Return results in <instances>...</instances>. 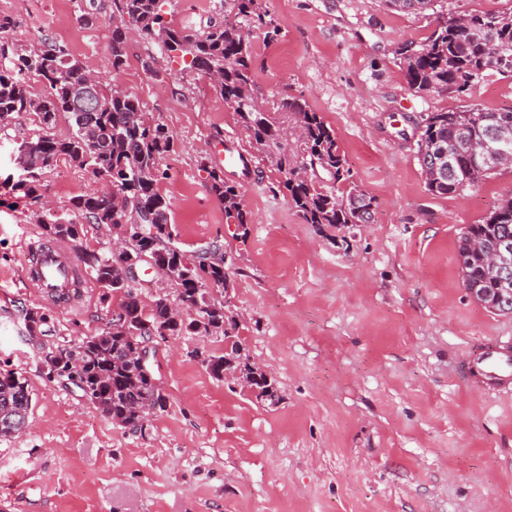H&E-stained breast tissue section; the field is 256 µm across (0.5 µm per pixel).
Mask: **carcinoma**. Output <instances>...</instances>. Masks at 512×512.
<instances>
[{
  "label": "carcinoma",
  "instance_id": "carcinoma-1",
  "mask_svg": "<svg viewBox=\"0 0 512 512\" xmlns=\"http://www.w3.org/2000/svg\"><path fill=\"white\" fill-rule=\"evenodd\" d=\"M167 2L113 0L118 20L110 44L113 69L125 61L127 29L132 26L177 55L185 67L219 73L216 90L236 112L250 139L283 175L278 187L288 192L304 223L334 228L371 223L374 198L353 181L335 130L301 100L283 99L271 108L258 90L249 31L256 30L267 40L279 36L263 0H224V22L209 26L202 34L172 27L165 20ZM382 2L397 11L422 14L438 0ZM10 28V20H0V56L9 58V65L0 66V122L20 113L37 117L36 128L18 147L25 179L17 190L31 202L42 203L40 175L63 157L91 170L103 183L102 189L73 198L72 208L90 224L129 234L130 246L124 252L114 253L107 243L99 252L78 256L86 274L104 289L103 300L113 292L121 293L118 307L123 328H104L65 348L42 346V352L52 355L57 377L71 379L69 358L74 351H82L81 385L77 386L82 398L115 424L137 432L166 410L169 399L155 390L133 360L140 345L167 334L222 336L224 351L194 354L207 373L222 381L226 370L238 371L251 378L256 400H280L276 380L257 366L239 336L236 313L210 291L212 286L227 288L224 257H209L211 252L223 251V246L213 241L189 255L179 245L170 202L158 190L164 175L160 161L173 151L172 136L162 124L146 122L135 96L119 90L105 94L100 85L88 84V72L65 46L47 39L37 51L18 49L5 37ZM398 56L410 88L425 95H465L490 71L512 77V8L494 14L448 11L424 42L403 45ZM32 74L46 87V94L37 98L26 87V77ZM65 114L74 130L59 139L52 130ZM484 139L512 152V110L497 112L470 103L456 110L427 113L416 140L421 167H429L427 157L442 143L453 141L459 149L448 178H426L427 190L457 194L495 173L497 167L467 156L469 142ZM208 174L212 190L224 204L226 223L244 227L248 217L238 187L224 181L221 170L213 167ZM38 223L49 240L75 244L83 232V225L65 223L46 210ZM505 240L512 246V198L500 203L481 223L469 225L458 245L464 286L483 288L485 308L496 312H512V302L497 300L500 282L486 254ZM144 256L175 276V302L184 307L186 317L173 318L168 296L157 295L147 303L135 288L122 284L125 264ZM23 319L32 339L39 340L51 331L49 309H27ZM31 405L32 392L22 374L0 369L1 439L26 427Z\"/></svg>",
  "mask_w": 512,
  "mask_h": 512
}]
</instances>
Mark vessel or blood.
Instances as JSON below:
<instances>
[{
  "label": "vessel or blood",
  "instance_id": "1",
  "mask_svg": "<svg viewBox=\"0 0 512 512\" xmlns=\"http://www.w3.org/2000/svg\"><path fill=\"white\" fill-rule=\"evenodd\" d=\"M217 160L229 172L248 169L251 164L249 155L231 143L218 153ZM23 248L32 254L31 264L24 274L26 287L44 298L58 296L72 288L76 266L70 245L59 243L39 253L29 239L24 241ZM482 378L487 383L505 385L512 382V368L492 350L484 360Z\"/></svg>",
  "mask_w": 512,
  "mask_h": 512
}]
</instances>
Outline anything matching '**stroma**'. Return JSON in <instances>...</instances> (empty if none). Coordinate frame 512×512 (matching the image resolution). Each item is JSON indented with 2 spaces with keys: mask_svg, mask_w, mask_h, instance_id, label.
<instances>
[{
  "mask_svg": "<svg viewBox=\"0 0 512 512\" xmlns=\"http://www.w3.org/2000/svg\"><path fill=\"white\" fill-rule=\"evenodd\" d=\"M264 3L281 34L251 33L257 82L266 98L302 99L335 129L355 183L375 199L373 223H303L210 78L153 39L130 37L113 70L112 0H0L9 41L29 51L62 43L172 135L159 182L171 221L186 251L223 242L232 290L211 292L243 313L240 335L280 396L270 406L213 379L193 353L222 350L220 337L158 341L169 405L137 432L45 377L22 310H52L53 340L67 346L100 332L112 306L94 285L58 303L22 283L19 242L39 224L16 189L17 148L36 125L20 114L0 128V365L27 378L32 407L24 431L0 439V512H512V386L483 391L459 374L483 342L512 352V313L472 299L458 262L464 229L512 197V169L434 195L416 145L427 113L512 109V77L488 75L463 96L421 95L396 51L423 42L435 16L381 0ZM166 10L173 26L200 31L224 2L170 0ZM228 138L253 159L225 176L252 218L242 237L203 168ZM40 184L66 220L72 198L100 186L65 159Z\"/></svg>",
  "mask_w": 512,
  "mask_h": 512,
  "instance_id": "1",
  "label": "stroma"
}]
</instances>
